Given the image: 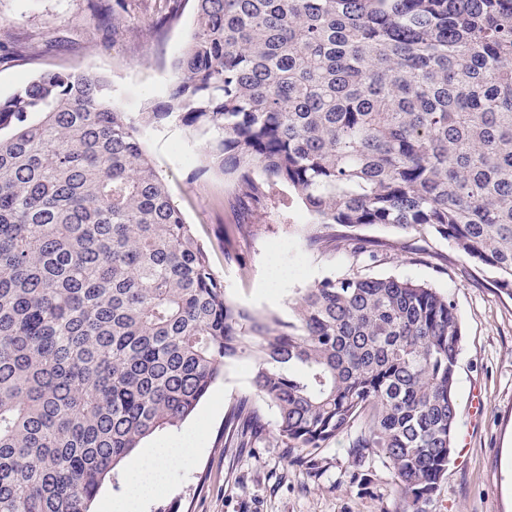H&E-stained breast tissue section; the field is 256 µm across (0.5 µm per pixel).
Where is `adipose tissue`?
<instances>
[{"mask_svg":"<svg viewBox=\"0 0 512 512\" xmlns=\"http://www.w3.org/2000/svg\"><path fill=\"white\" fill-rule=\"evenodd\" d=\"M199 432H191L178 443L155 447L141 456L129 473L124 491L114 504L116 512H141L144 504L167 487L170 472L200 441Z\"/></svg>","mask_w":512,"mask_h":512,"instance_id":"1","label":"adipose tissue"}]
</instances>
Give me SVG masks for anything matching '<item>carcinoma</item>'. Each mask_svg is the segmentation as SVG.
Returning a JSON list of instances; mask_svg holds the SVG:
<instances>
[{"mask_svg":"<svg viewBox=\"0 0 512 512\" xmlns=\"http://www.w3.org/2000/svg\"><path fill=\"white\" fill-rule=\"evenodd\" d=\"M191 2L138 116L84 72L0 99V512H90L243 360L281 442L347 434L423 512L456 447L453 301L353 274L301 291L288 321L234 303L142 130L207 140L205 168L256 207L292 188L311 244L375 261L354 229L430 230L512 297V0Z\"/></svg>","mask_w":512,"mask_h":512,"instance_id":"1","label":"carcinoma"}]
</instances>
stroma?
Masks as SVG:
<instances>
[{
    "mask_svg": "<svg viewBox=\"0 0 512 512\" xmlns=\"http://www.w3.org/2000/svg\"><path fill=\"white\" fill-rule=\"evenodd\" d=\"M112 0H0V97L42 71L94 72L112 81L115 105L138 114L160 97L183 53L194 15L190 0H130L125 23L113 25ZM169 25L154 24L161 13ZM144 146L171 196L208 251L227 296L242 306L289 317L297 293L327 277L358 274L424 283L455 304L462 326L456 367L460 407L457 445L425 512H512V298L488 273L454 260L450 243L434 233L361 227L387 243L378 261L357 260L326 243L309 244L310 217L281 197L265 206L240 202V190L216 170L202 171L204 140L175 127H150ZM288 272L287 288L270 292V263ZM480 395L479 412L471 398ZM254 410L255 433L226 440L224 417L239 404ZM277 413L251 385V366L226 368L174 439L194 427L205 434L178 466L169 489L145 512H403L395 475L370 452L353 461L348 438L298 456L275 431Z\"/></svg>",
    "mask_w": 512,
    "mask_h": 512,
    "instance_id": "1",
    "label": "stroma"
}]
</instances>
